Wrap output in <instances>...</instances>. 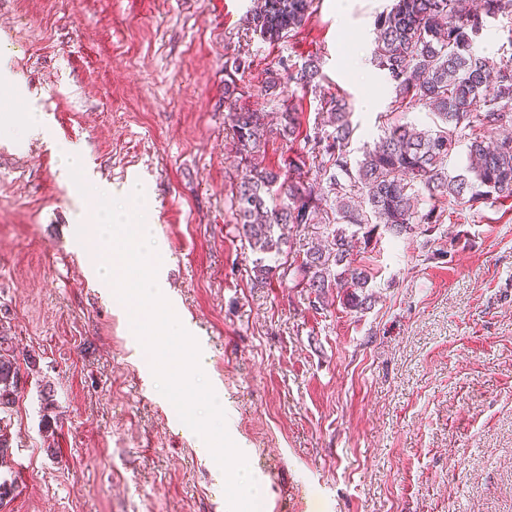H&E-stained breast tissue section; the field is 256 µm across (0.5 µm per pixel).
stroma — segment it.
<instances>
[{
    "mask_svg": "<svg viewBox=\"0 0 512 512\" xmlns=\"http://www.w3.org/2000/svg\"><path fill=\"white\" fill-rule=\"evenodd\" d=\"M389 3L314 0L270 43L251 26L258 0H0V333L20 367L19 475L0 512H224L126 306L92 276L94 226L76 221L99 203L78 191L88 174L141 186L263 512H512V197L453 207L428 238L378 231L376 301L360 312L252 287L256 255L228 208L225 66L247 64L241 105L275 112L256 94L265 71L320 57V92L346 97L360 148L394 93L346 57L371 51ZM476 45L512 59V16L488 19ZM31 107L52 141L24 135ZM59 144L85 157L67 181Z\"/></svg>",
    "mask_w": 512,
    "mask_h": 512,
    "instance_id": "1",
    "label": "stroma"
}]
</instances>
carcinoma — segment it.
<instances>
[{
    "mask_svg": "<svg viewBox=\"0 0 512 512\" xmlns=\"http://www.w3.org/2000/svg\"><path fill=\"white\" fill-rule=\"evenodd\" d=\"M313 0H261L253 31L278 41L303 25ZM512 16V0H394L380 13L371 51L394 88L382 135L362 158L350 159L354 133L349 102L342 95L318 99L317 116L305 128L285 95L288 81L301 91L319 87L321 60L299 67L280 64L257 86L258 95L281 102L276 121L257 109L236 108L238 60L224 68V101L235 144L240 177L230 198L239 236L260 254L251 287L266 288L289 278L303 288L312 305L324 308L330 296L350 311L368 308L372 274L363 254L382 228L395 237L433 232L446 221L448 208L512 197V59L494 62L479 53L475 38L485 20ZM421 108L434 127L418 128L401 114ZM467 139L468 165L448 171V159ZM299 148L277 166L267 163L273 140ZM317 223L323 244L304 253L285 250L284 229ZM20 368L11 337L0 336V423L18 395ZM14 450L7 428L0 427V507L15 489Z\"/></svg>",
    "mask_w": 512,
    "mask_h": 512,
    "instance_id": "cac0c4a2",
    "label": "carcinoma"
}]
</instances>
